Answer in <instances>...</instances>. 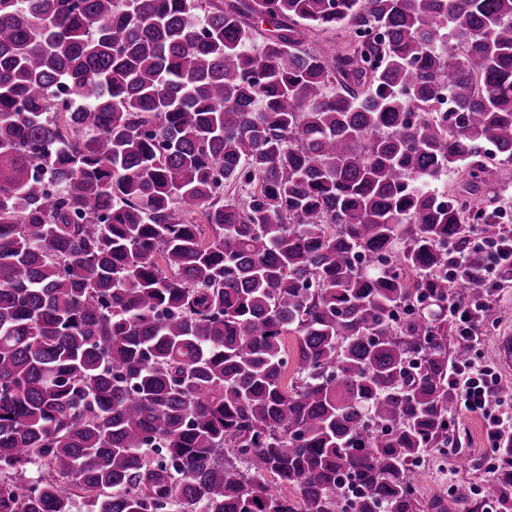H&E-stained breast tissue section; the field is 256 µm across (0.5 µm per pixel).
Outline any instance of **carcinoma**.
<instances>
[{"label":"carcinoma","mask_w":512,"mask_h":512,"mask_svg":"<svg viewBox=\"0 0 512 512\" xmlns=\"http://www.w3.org/2000/svg\"><path fill=\"white\" fill-rule=\"evenodd\" d=\"M491 182L512 0H0V512H448Z\"/></svg>","instance_id":"carcinoma-1"}]
</instances>
